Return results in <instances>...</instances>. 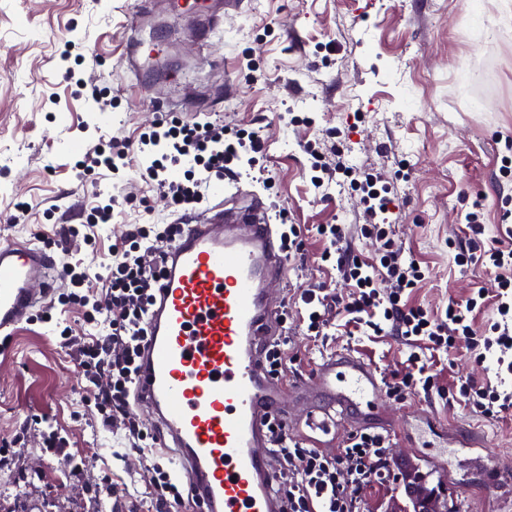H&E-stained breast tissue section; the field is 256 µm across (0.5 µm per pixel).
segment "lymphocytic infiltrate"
Segmentation results:
<instances>
[{
    "instance_id": "1",
    "label": "lymphocytic infiltrate",
    "mask_w": 512,
    "mask_h": 512,
    "mask_svg": "<svg viewBox=\"0 0 512 512\" xmlns=\"http://www.w3.org/2000/svg\"><path fill=\"white\" fill-rule=\"evenodd\" d=\"M258 133L228 134L223 124L209 119L189 121L177 117L159 119L138 138L137 149L124 139L110 137L90 148L81 165L84 170L115 174L137 168L151 191L163 195L170 209L186 212L202 201V187L211 177L235 175L248 154L262 152ZM361 180L366 192L365 222L360 232L375 239L378 253L374 262L359 260L343 247V225L325 224L319 233L330 242L324 260H335L341 276L352 291L343 304L354 324L374 334L400 337L411 351L404 371L386 379L387 394L395 400L411 394L432 392L436 386L430 365L416 342L432 350L450 352L467 343L478 359L494 356L495 383L466 381L449 391V402H462L470 410L490 419L512 415V227H506L508 244L483 250L461 246L455 256L458 265L482 263L494 269L498 289L496 317L483 332L473 327V314L486 304L484 292L472 293L465 301L448 304L444 312L433 313L423 305L408 306L402 297L424 278L422 268L404 257L401 244L390 225L378 218L389 211V200L378 189V178L354 167L344 169ZM181 232L177 224H132L125 235L111 244V263L102 270L79 260L63 262L60 275L66 289L51 304L69 312L77 308L87 324L97 328L92 337L74 335L72 328L60 332L61 344L74 350L80 372L90 391L94 419L107 432L119 435L125 453L144 454L159 441L155 429L147 427L132 410L138 360L146 342L145 324L162 271L161 244ZM102 281L104 293L93 292L94 281ZM272 442L271 460L280 497V512H367L362 497L373 482L386 481L394 470L388 455L387 435L363 432L351 434L342 448L329 452L291 438L287 424L272 419L268 424ZM143 476L151 489L153 512H171L174 505L190 495L188 483L176 476L160 456H147Z\"/></svg>"
}]
</instances>
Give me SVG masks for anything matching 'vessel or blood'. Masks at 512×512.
Returning <instances> with one entry per match:
<instances>
[{
	"mask_svg": "<svg viewBox=\"0 0 512 512\" xmlns=\"http://www.w3.org/2000/svg\"><path fill=\"white\" fill-rule=\"evenodd\" d=\"M285 265L277 227L260 203L221 224H186L165 250L137 405L174 450L177 472L200 490L201 512H279L267 431L274 417L289 419L316 448L347 428H380L441 468L449 450L488 446L487 435L423 409L395 429L379 371L349 351L322 358L309 380L274 379L262 347L281 332V301L270 284ZM56 268L48 247L0 239V340L50 302Z\"/></svg>",
	"mask_w": 512,
	"mask_h": 512,
	"instance_id": "vessel-or-blood-1",
	"label": "vessel or blood"
}]
</instances>
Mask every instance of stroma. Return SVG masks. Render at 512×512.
Returning a JSON list of instances; mask_svg holds the SVG:
<instances>
[{
    "label": "stroma",
    "instance_id": "obj_1",
    "mask_svg": "<svg viewBox=\"0 0 512 512\" xmlns=\"http://www.w3.org/2000/svg\"><path fill=\"white\" fill-rule=\"evenodd\" d=\"M133 0H0V238H34L37 225L80 224L93 206L115 200L99 249L74 259L110 263L112 225L144 224L139 200L149 196L159 219L165 201L148 194L133 169L97 181L77 167L86 149L116 134L136 140L158 114L188 116L209 101L213 119L235 130H259L265 151L246 176L205 196L197 214L223 204L236 209L258 193L271 212L304 230L301 258L288 260L277 288L288 334L309 374L323 356L350 348L383 373L402 369L406 345L393 336H353L344 315L332 316L327 344L310 339L296 297L305 288L335 296L349 287L322 261L320 224H342L351 251L372 260L374 241L356 226L362 193L349 180L328 193L311 183L316 148L323 160L394 178L392 220L407 256L425 272L409 304L444 310L477 290L495 295L494 271L459 267L449 240L502 237L503 200L512 176L500 171L512 154V0H220L174 12L154 0L132 17ZM224 15V30L200 41L204 14ZM112 103L98 111L93 91ZM29 203L35 224H11L15 203ZM484 208V231L471 236L465 215ZM0 360V441H15L0 463V512H151L139 455L113 459L111 434L92 420L78 364L59 345L55 323L24 320ZM439 386L494 380L492 362L472 349L435 356ZM423 407L465 429L487 431L489 459L500 467L496 491L467 458L434 468L440 492L456 512H512V416L489 420L432 393L390 404ZM68 441V459L40 447V428ZM125 494L113 498L112 486Z\"/></svg>",
    "mask_w": 512,
    "mask_h": 512
}]
</instances>
